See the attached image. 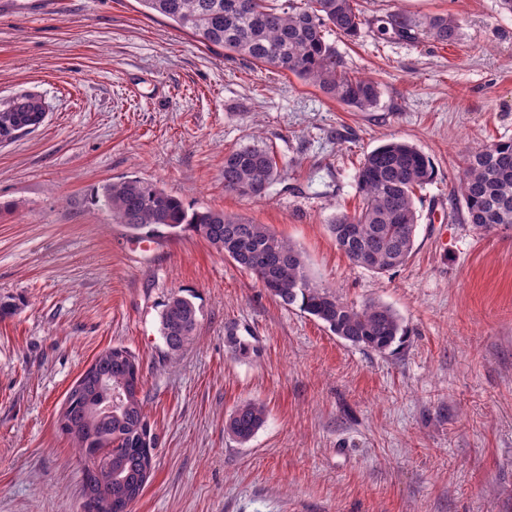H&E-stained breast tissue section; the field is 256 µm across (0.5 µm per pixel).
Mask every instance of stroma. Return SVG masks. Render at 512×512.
Masks as SVG:
<instances>
[{"instance_id":"stroma-1","label":"stroma","mask_w":512,"mask_h":512,"mask_svg":"<svg viewBox=\"0 0 512 512\" xmlns=\"http://www.w3.org/2000/svg\"><path fill=\"white\" fill-rule=\"evenodd\" d=\"M359 3L371 20L460 23L448 45L329 35L379 86L367 112L205 46L138 0H0V107L33 95L46 112L0 142V301L16 306L0 319V512H81L83 465L56 421L117 345L142 364L158 437L131 512H512V229H475L450 200L462 156L512 138V13L499 0ZM393 138L435 177L412 257L377 275L328 226L359 204L364 153ZM254 139L279 170L261 200L224 190L225 155ZM129 177L267 225L343 299L391 307L405 345L337 338L192 232L133 251L99 202ZM176 290L198 328L174 356L160 313ZM230 329L248 356L231 353ZM247 400L267 419L241 445L224 420Z\"/></svg>"}]
</instances>
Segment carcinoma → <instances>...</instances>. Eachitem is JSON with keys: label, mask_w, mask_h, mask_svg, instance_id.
Segmentation results:
<instances>
[{"label": "carcinoma", "mask_w": 512, "mask_h": 512, "mask_svg": "<svg viewBox=\"0 0 512 512\" xmlns=\"http://www.w3.org/2000/svg\"><path fill=\"white\" fill-rule=\"evenodd\" d=\"M145 13L171 21L206 46H218L268 70L314 84L336 101L366 112L379 101L372 79L346 71L343 60L327 41L339 33L358 36L369 25L357 0H138ZM377 30L409 41L426 36L440 43L458 37L456 20L444 15L416 20L391 12L376 20ZM44 112L32 95L16 98L0 109L26 118ZM278 173L269 149L245 144L224 157V190L261 199ZM434 167L425 154L405 141L392 139L368 152L354 179L360 205L337 214L328 225L336 247L355 266L384 275L407 263L418 226L417 191L431 183ZM455 207L477 228H512V139L497 140L467 153L456 177ZM104 206L115 223L138 238H170L191 231L224 257L249 272L282 304L322 322L338 338L384 354L404 342V328L387 305L369 301L360 306L343 300L330 287L313 280L303 253L264 224L244 222L210 208L190 210L159 184L132 177L109 183L102 192ZM197 310L174 291L160 316V333L173 354L195 337ZM94 376L102 382L141 386L139 361L128 349L112 347L94 359ZM109 400L107 388L88 385L68 390L59 430L75 445L84 461V492L106 504L116 497L142 495L156 466L157 436L145 412V400L133 395L112 413L94 410ZM266 421V408L257 401L238 404L224 422V432L240 444L249 442ZM115 451L102 452L107 441Z\"/></svg>", "instance_id": "1"}]
</instances>
